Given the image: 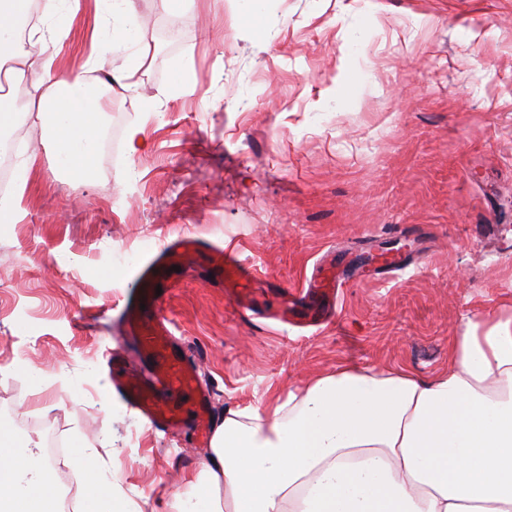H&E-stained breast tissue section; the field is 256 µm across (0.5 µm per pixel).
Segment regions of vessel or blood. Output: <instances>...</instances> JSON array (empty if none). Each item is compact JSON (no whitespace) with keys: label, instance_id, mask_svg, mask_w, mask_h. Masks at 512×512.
Listing matches in <instances>:
<instances>
[{"label":"vessel or blood","instance_id":"b4317fda","mask_svg":"<svg viewBox=\"0 0 512 512\" xmlns=\"http://www.w3.org/2000/svg\"><path fill=\"white\" fill-rule=\"evenodd\" d=\"M199 239L182 237L168 244L144 269L127 294L124 312L125 332L133 351L114 352L112 364L118 373L117 391L129 407L147 417L155 427L175 433L184 422V398H191L194 412L204 416L208 409V395L196 385L192 368L186 359L173 352L170 321L163 312L162 299L156 294V284L167 270L173 256L190 250H201ZM208 260L213 273L220 279L225 294L241 312H251L259 303L260 279L253 268L246 266L235 255L221 249H210ZM336 275L324 276L308 284L307 288L289 294L288 311L299 322L323 323L346 286L341 274V257H333ZM143 361L153 370L150 383L140 382L131 372L133 362Z\"/></svg>","mask_w":512,"mask_h":512}]
</instances>
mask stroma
Returning a JSON list of instances; mask_svg holds the SVG:
<instances>
[{"mask_svg": "<svg viewBox=\"0 0 512 512\" xmlns=\"http://www.w3.org/2000/svg\"><path fill=\"white\" fill-rule=\"evenodd\" d=\"M133 5L140 43L121 52L148 59L138 93L112 95L92 180L57 170L40 126L18 138L14 160L33 164L19 220L0 223V424L37 453L49 432L83 440L129 496L173 512L206 449L192 423L151 428L107 361L126 289L164 241L234 250L272 283L253 316L203 263L168 273L163 310L215 423L340 361L430 376L461 315L512 307V0ZM51 21L62 58L81 60L85 16ZM120 245L131 265L113 264ZM332 251L348 277L334 322L277 319Z\"/></svg>", "mask_w": 512, "mask_h": 512, "instance_id": "stroma-1", "label": "stroma"}]
</instances>
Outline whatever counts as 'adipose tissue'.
Here are the masks:
<instances>
[{
    "label": "adipose tissue",
    "mask_w": 512,
    "mask_h": 512,
    "mask_svg": "<svg viewBox=\"0 0 512 512\" xmlns=\"http://www.w3.org/2000/svg\"><path fill=\"white\" fill-rule=\"evenodd\" d=\"M89 49L59 59L53 29L21 33L26 0H0V64L27 82L24 116L56 146L60 171L95 173L104 108L89 72L111 47L139 36L132 0H94ZM112 31L111 44L100 38ZM86 477L84 512H143L75 444ZM176 512H512V310L461 316L447 367L427 378L406 368L337 364L305 387L267 390L230 407ZM57 475L0 429V512H58Z\"/></svg>",
    "instance_id": "ef3b65f1"
}]
</instances>
